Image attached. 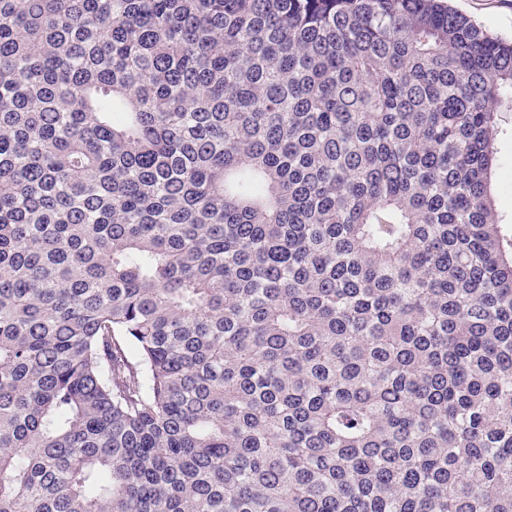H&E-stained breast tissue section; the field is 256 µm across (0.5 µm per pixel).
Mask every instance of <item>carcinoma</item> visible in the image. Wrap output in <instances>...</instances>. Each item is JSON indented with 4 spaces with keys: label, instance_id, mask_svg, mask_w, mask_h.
I'll list each match as a JSON object with an SVG mask.
<instances>
[{
    "label": "carcinoma",
    "instance_id": "obj_1",
    "mask_svg": "<svg viewBox=\"0 0 512 512\" xmlns=\"http://www.w3.org/2000/svg\"><path fill=\"white\" fill-rule=\"evenodd\" d=\"M503 112L445 0H0V512H512Z\"/></svg>",
    "mask_w": 512,
    "mask_h": 512
}]
</instances>
